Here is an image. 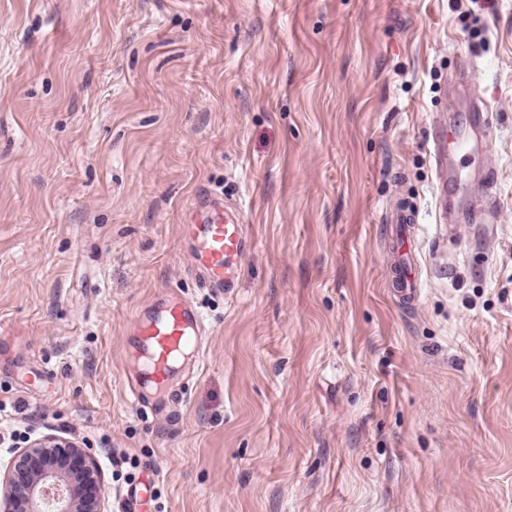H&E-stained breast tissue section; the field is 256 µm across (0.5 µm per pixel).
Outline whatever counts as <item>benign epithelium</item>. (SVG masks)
<instances>
[{"label": "benign epithelium", "mask_w": 512, "mask_h": 512, "mask_svg": "<svg viewBox=\"0 0 512 512\" xmlns=\"http://www.w3.org/2000/svg\"><path fill=\"white\" fill-rule=\"evenodd\" d=\"M73 456L81 461L79 470L47 466L24 480V465L40 456ZM108 491L103 475L89 449L75 441L48 434L13 451L9 469L0 478V512H108Z\"/></svg>", "instance_id": "7a95c632"}]
</instances>
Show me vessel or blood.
Wrapping results in <instances>:
<instances>
[{"instance_id":"1","label":"vessel or blood","mask_w":512,"mask_h":512,"mask_svg":"<svg viewBox=\"0 0 512 512\" xmlns=\"http://www.w3.org/2000/svg\"><path fill=\"white\" fill-rule=\"evenodd\" d=\"M494 121L490 106L475 102L466 110L463 123L435 126L436 179L449 201L465 193L456 177L459 156L483 151ZM185 209L189 218L182 232L192 270L210 292L231 295L240 263L250 249L247 228L241 224L237 208L225 204L221 197L199 192ZM392 284L400 301L408 305L417 301L420 285L414 276L410 254L404 249L392 269ZM137 320L133 345L156 389L151 406L156 415L163 416L179 396L178 390L168 384L171 368L184 361L199 362L202 355L204 313L181 296L166 294L157 311L144 312ZM159 479L160 474L155 471L149 481L129 488L125 512H146Z\"/></svg>"}]
</instances>
